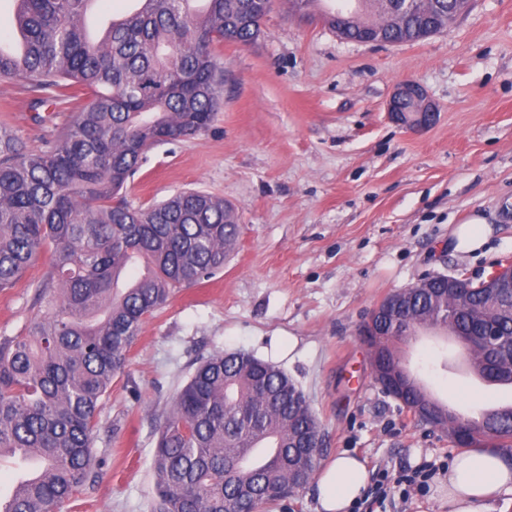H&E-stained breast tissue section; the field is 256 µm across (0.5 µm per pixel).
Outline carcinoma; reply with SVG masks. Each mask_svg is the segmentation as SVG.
<instances>
[{
    "label": "carcinoma",
    "mask_w": 512,
    "mask_h": 512,
    "mask_svg": "<svg viewBox=\"0 0 512 512\" xmlns=\"http://www.w3.org/2000/svg\"><path fill=\"white\" fill-rule=\"evenodd\" d=\"M24 50H0V79L31 81L34 106L70 104L72 120L27 151L0 126V290L15 287L45 248L33 283L41 315L0 338V457H37L40 474L15 484L8 512H63L99 478L92 435L112 380L143 322L176 288L224 268L238 242L234 208L200 190L147 208L120 195L154 145L193 137L221 109L224 62L216 46L251 44L273 0H135L98 39L87 34V0H19ZM359 14L319 20L338 37L416 42L448 27V0L389 23L383 0H359ZM375 320L377 352L400 363L397 330L443 329L468 336L483 319L512 337V287L473 292L443 317L448 284L403 288ZM485 381L512 385V367L468 353ZM448 438L467 436L512 453V406L482 426L453 414ZM324 441L304 393L276 365L222 351L199 363L176 393L156 442L154 512H259L309 483Z\"/></svg>",
    "instance_id": "cac0c4a2"
}]
</instances>
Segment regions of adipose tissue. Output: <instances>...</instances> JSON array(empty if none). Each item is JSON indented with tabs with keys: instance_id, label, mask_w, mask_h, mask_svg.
Masks as SVG:
<instances>
[{
	"instance_id": "obj_1",
	"label": "adipose tissue",
	"mask_w": 512,
	"mask_h": 512,
	"mask_svg": "<svg viewBox=\"0 0 512 512\" xmlns=\"http://www.w3.org/2000/svg\"><path fill=\"white\" fill-rule=\"evenodd\" d=\"M369 479L362 459L342 452L316 477V512H349ZM448 512H484L488 499L512 501V457L498 449L469 450L457 455L446 479Z\"/></svg>"
}]
</instances>
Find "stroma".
I'll return each mask as SVG.
<instances>
[{
	"label": "stroma",
	"instance_id": "35a3bbf8",
	"mask_svg": "<svg viewBox=\"0 0 512 512\" xmlns=\"http://www.w3.org/2000/svg\"><path fill=\"white\" fill-rule=\"evenodd\" d=\"M224 101L210 128L152 148L122 190L135 207L202 190L238 215L239 239L219 274L175 289L148 317L98 415L99 479L64 512H152V457L173 396L198 362L246 351L273 363L308 398L322 462L358 454L369 471L352 512H444L440 488L459 450L383 393L359 327L393 291L431 273L512 260V0H470L444 31L416 43L340 39L276 0L247 46L224 44ZM405 80L423 86L434 123L410 131L387 105ZM40 121L24 81H0V124L41 146L70 121ZM487 220L483 249L455 250L452 232ZM0 291V337L40 311L32 281ZM406 369L461 412L512 401L474 385L442 331L401 343Z\"/></svg>",
	"mask_w": 512,
	"mask_h": 512
}]
</instances>
